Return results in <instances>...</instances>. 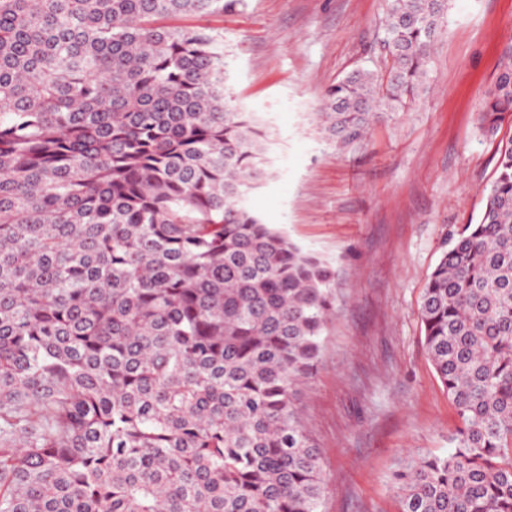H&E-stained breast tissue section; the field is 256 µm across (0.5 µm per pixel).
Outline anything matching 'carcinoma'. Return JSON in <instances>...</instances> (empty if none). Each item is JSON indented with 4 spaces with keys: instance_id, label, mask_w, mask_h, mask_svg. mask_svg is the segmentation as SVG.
Listing matches in <instances>:
<instances>
[{
    "instance_id": "obj_1",
    "label": "carcinoma",
    "mask_w": 512,
    "mask_h": 512,
    "mask_svg": "<svg viewBox=\"0 0 512 512\" xmlns=\"http://www.w3.org/2000/svg\"><path fill=\"white\" fill-rule=\"evenodd\" d=\"M221 0H0V512H319L296 405L333 268L247 207L268 140L198 27ZM448 0H389L386 74L321 97L348 145L423 90ZM512 122V52L478 116ZM423 289L460 426L401 512H512V137Z\"/></svg>"
}]
</instances>
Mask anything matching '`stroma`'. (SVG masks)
Returning a JSON list of instances; mask_svg holds the SVG:
<instances>
[{
  "mask_svg": "<svg viewBox=\"0 0 512 512\" xmlns=\"http://www.w3.org/2000/svg\"><path fill=\"white\" fill-rule=\"evenodd\" d=\"M387 0H224L203 26L230 62L226 92L271 139L247 205L327 260L333 312L297 406L321 455L320 512H400L392 481L410 455H446L459 419L424 347L422 290L450 235L475 224L496 175L478 112L512 48V0H449L420 99L336 147L323 91L386 65Z\"/></svg>",
  "mask_w": 512,
  "mask_h": 512,
  "instance_id": "obj_1",
  "label": "stroma"
}]
</instances>
